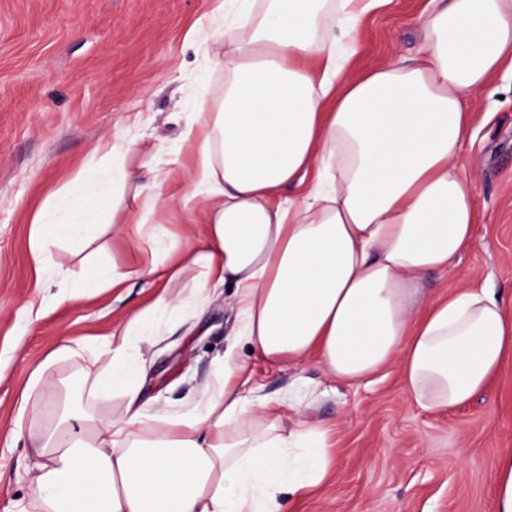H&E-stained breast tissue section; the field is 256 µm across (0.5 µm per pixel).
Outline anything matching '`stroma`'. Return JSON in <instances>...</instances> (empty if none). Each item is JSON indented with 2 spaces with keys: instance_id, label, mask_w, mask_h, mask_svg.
Here are the masks:
<instances>
[{
  "instance_id": "1",
  "label": "stroma",
  "mask_w": 512,
  "mask_h": 512,
  "mask_svg": "<svg viewBox=\"0 0 512 512\" xmlns=\"http://www.w3.org/2000/svg\"><path fill=\"white\" fill-rule=\"evenodd\" d=\"M217 0H0V512H39L30 501L36 461L28 431L14 419L31 372L45 356L77 347L50 370L81 404L103 418L121 412V396L90 400L89 382L109 362L101 338L120 333L126 317L147 306L156 289L187 291L191 277L169 283L134 276L148 256L127 241L113 208L142 222L144 238L186 240L192 218L178 201L184 170L196 162L183 142L187 116L224 89V72L205 34ZM429 0H386L365 14L346 69L357 74L414 57L418 17ZM463 157L480 221L477 243L454 279L489 289L512 312V74H496L473 122ZM144 134L128 165L146 173L167 163L171 205L145 211L137 184L119 204L103 200L105 229L83 251L53 246L42 263L31 255L33 220L50 194L84 190L85 171L112 167L114 142ZM130 277L99 295L72 297L98 264ZM69 280L56 278L58 269ZM40 310L29 320L28 307ZM235 327L229 293L196 315L169 318L149 354L141 404L146 413L192 409L214 378ZM249 366L247 396L279 403L291 417L297 402L328 429L337 467L311 496H280L281 512H495L493 465L512 448V360L473 401L446 413L409 400L397 365L351 387L318 365L269 364L239 347Z\"/></svg>"
}]
</instances>
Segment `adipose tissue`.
I'll use <instances>...</instances> for the list:
<instances>
[{
	"mask_svg": "<svg viewBox=\"0 0 512 512\" xmlns=\"http://www.w3.org/2000/svg\"><path fill=\"white\" fill-rule=\"evenodd\" d=\"M232 2L243 24L212 37L224 45V92L183 131L199 142L182 198L199 239L167 248L168 281L190 271L200 281L129 317L90 385L121 395V414L66 411L31 433L42 512H279L281 491L314 492L337 465L328 431L305 421V406L290 428L244 396L240 345L268 363L316 362L350 386L398 363L429 412L470 402L512 357V315L450 279L475 243L461 160L482 93L512 70V0H431L416 56L362 75L346 71L339 45L381 0ZM98 198L72 196L51 238L41 210L34 260L53 239L93 238ZM433 273L448 292L430 299L421 282ZM228 287L234 347L204 397L176 417L143 413L139 345L158 312L189 317Z\"/></svg>",
	"mask_w": 512,
	"mask_h": 512,
	"instance_id": "obj_1",
	"label": "adipose tissue"
}]
</instances>
